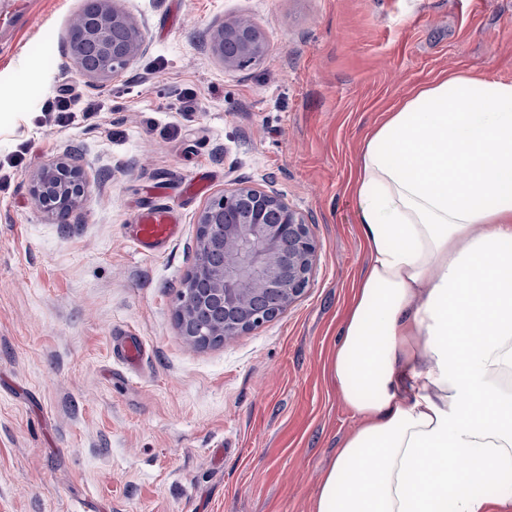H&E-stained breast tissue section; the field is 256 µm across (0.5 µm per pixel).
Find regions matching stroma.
I'll use <instances>...</instances> for the list:
<instances>
[{
  "label": "stroma",
  "instance_id": "1",
  "mask_svg": "<svg viewBox=\"0 0 512 512\" xmlns=\"http://www.w3.org/2000/svg\"><path fill=\"white\" fill-rule=\"evenodd\" d=\"M0 12V512H311L356 420L328 372L368 247L350 193L364 136L442 74L512 82V0H121L147 48L93 82L65 57L85 0ZM249 17L269 52L227 71L212 27ZM69 125L42 107L61 87ZM196 109L176 111L182 90ZM78 156L68 223L28 191ZM273 190L318 244L305 292L260 328L207 348L176 298L199 211L237 185ZM164 202L183 230L146 258L127 236ZM140 336L129 370L112 338ZM101 108L98 104L89 103L83 108L76 110L74 99L71 96L70 90L67 88L60 89L51 99L45 102L44 111L45 116L54 117L58 123L68 121L71 118L67 112H85L93 113L100 112Z\"/></svg>",
  "mask_w": 512,
  "mask_h": 512
}]
</instances>
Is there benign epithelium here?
<instances>
[{"instance_id": "1", "label": "benign epithelium", "mask_w": 512, "mask_h": 512, "mask_svg": "<svg viewBox=\"0 0 512 512\" xmlns=\"http://www.w3.org/2000/svg\"><path fill=\"white\" fill-rule=\"evenodd\" d=\"M118 0H87L66 56L85 76L122 74L143 52L140 26ZM212 55L226 71L259 65L268 52L258 27L227 17L211 29ZM36 209L66 224L84 200L87 177L73 155L37 166L28 179ZM197 255L184 279L176 317L184 340L210 346L254 330L283 313L307 288L318 245L302 213L281 194L241 185L200 210Z\"/></svg>"}]
</instances>
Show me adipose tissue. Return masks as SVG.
I'll use <instances>...</instances> for the list:
<instances>
[{"instance_id": "1", "label": "adipose tissue", "mask_w": 512, "mask_h": 512, "mask_svg": "<svg viewBox=\"0 0 512 512\" xmlns=\"http://www.w3.org/2000/svg\"><path fill=\"white\" fill-rule=\"evenodd\" d=\"M369 260L330 370L359 419L312 512H512V83L447 74L373 126Z\"/></svg>"}]
</instances>
